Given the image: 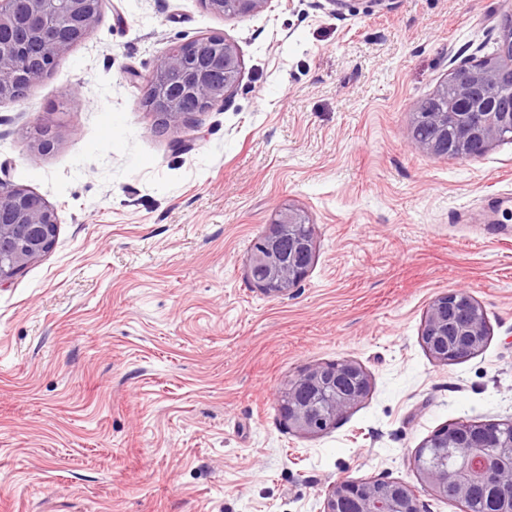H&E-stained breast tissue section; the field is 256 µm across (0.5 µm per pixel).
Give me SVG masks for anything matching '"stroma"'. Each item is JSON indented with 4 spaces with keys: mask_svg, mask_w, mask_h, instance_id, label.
Returning <instances> with one entry per match:
<instances>
[{
    "mask_svg": "<svg viewBox=\"0 0 512 512\" xmlns=\"http://www.w3.org/2000/svg\"><path fill=\"white\" fill-rule=\"evenodd\" d=\"M512 0H104L87 37L0 103V186L57 212L55 243L0 286V512H322L349 478L403 482L439 428L512 422V141L467 160L406 136L414 103L490 55ZM219 33L229 102L158 130L157 61ZM54 146L41 150L43 132ZM292 206L312 265L288 295L248 276ZM466 289L489 335L444 365L420 330ZM350 360L368 396L326 431L280 389ZM205 7L212 13L220 16L240 17L259 11L266 0H201ZM232 4L235 12L227 14V7Z\"/></svg>",
    "mask_w": 512,
    "mask_h": 512,
    "instance_id": "35a3bbf8",
    "label": "stroma"
}]
</instances>
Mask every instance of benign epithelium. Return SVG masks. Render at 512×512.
<instances>
[{
	"label": "benign epithelium",
	"mask_w": 512,
	"mask_h": 512,
	"mask_svg": "<svg viewBox=\"0 0 512 512\" xmlns=\"http://www.w3.org/2000/svg\"><path fill=\"white\" fill-rule=\"evenodd\" d=\"M103 0H0V103L18 101V89L29 88L50 73L60 56L82 41L101 14ZM212 13L234 17L259 11L266 0H201ZM499 42L500 54L489 60L468 62L469 77L456 82V111L432 112L436 129L452 131L451 151L455 157L469 156L470 147L481 144L486 151L501 141L502 132L512 131V104L494 97L490 90L504 80L512 81V20L505 23ZM241 61L232 44L223 40L190 53L187 43L172 46L158 60L149 80L146 103L161 117V129L176 130L187 124L194 112H205L228 102L236 88ZM306 223L302 211L285 208L272 221L276 236L292 232ZM57 224L54 209L44 199H32L26 189L0 187V284L11 279L53 246L51 229ZM277 240L250 256L249 273L265 270L264 280H253L270 296H285L306 275L313 255L312 239L295 238L288 243V258L277 257ZM487 336L484 312L464 289L450 290L429 304L421 326V340L436 361H462L482 348ZM368 374L357 363L342 361L331 368L317 367L298 374L280 391V409L288 424L302 433H318L330 426L370 392ZM498 423L466 424L453 433H436L426 448H463L459 466L437 462L420 469L432 494L453 495L464 501L475 488L494 499L497 512H512V437L499 441ZM323 512H424L411 486L395 481L342 479L329 485Z\"/></svg>",
	"instance_id": "benign-epithelium-1"
}]
</instances>
